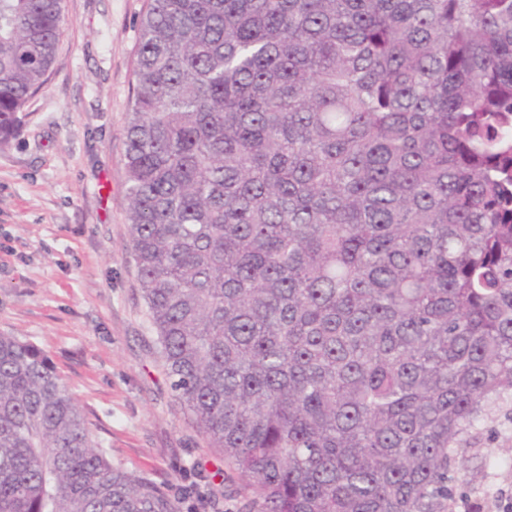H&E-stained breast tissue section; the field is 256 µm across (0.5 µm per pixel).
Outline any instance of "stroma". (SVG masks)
I'll list each match as a JSON object with an SVG mask.
<instances>
[{
  "instance_id": "stroma-1",
  "label": "stroma",
  "mask_w": 512,
  "mask_h": 512,
  "mask_svg": "<svg viewBox=\"0 0 512 512\" xmlns=\"http://www.w3.org/2000/svg\"><path fill=\"white\" fill-rule=\"evenodd\" d=\"M146 0H64L50 80L0 148V333L52 360L113 466L165 487L177 512L195 498L186 467L215 512H240L244 481L208 446L177 398L147 319L127 220L125 125L138 25ZM477 474L486 512L512 504V426Z\"/></svg>"
}]
</instances>
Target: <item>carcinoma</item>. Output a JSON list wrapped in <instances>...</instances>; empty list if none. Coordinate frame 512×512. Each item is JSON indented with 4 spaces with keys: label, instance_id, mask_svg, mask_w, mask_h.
<instances>
[{
    "label": "carcinoma",
    "instance_id": "carcinoma-1",
    "mask_svg": "<svg viewBox=\"0 0 512 512\" xmlns=\"http://www.w3.org/2000/svg\"><path fill=\"white\" fill-rule=\"evenodd\" d=\"M63 0H0V147ZM512 0H148L128 221L172 388L247 512H456L512 406ZM0 512H177L0 333Z\"/></svg>",
    "mask_w": 512,
    "mask_h": 512
}]
</instances>
